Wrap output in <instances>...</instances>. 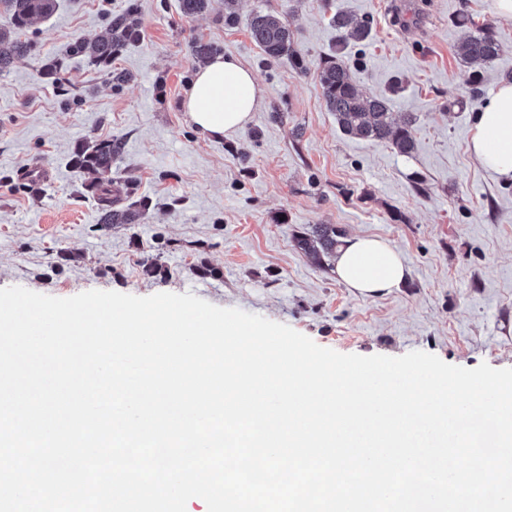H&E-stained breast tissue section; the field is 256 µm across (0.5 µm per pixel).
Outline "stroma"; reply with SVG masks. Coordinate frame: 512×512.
Instances as JSON below:
<instances>
[{"label": "stroma", "mask_w": 512, "mask_h": 512, "mask_svg": "<svg viewBox=\"0 0 512 512\" xmlns=\"http://www.w3.org/2000/svg\"><path fill=\"white\" fill-rule=\"evenodd\" d=\"M133 1L144 37L114 58L130 76L117 89L65 51ZM462 9L491 24L502 46L477 88L455 54L469 33L455 22ZM257 11L287 17L298 62L257 47L248 30ZM338 11L370 24L369 40L343 58L364 95L415 115L412 156L346 135L328 110L318 71L337 50L329 18ZM32 32L38 56L0 74V288L60 298L189 292L343 354L421 350L464 368H512V182L468 148L473 113L512 76V19L494 0H237L231 26L224 0L194 18L179 0H58ZM193 37L258 77L259 104L233 137L204 136L183 112ZM53 57L65 63L74 104L40 74ZM111 136L124 144L113 178L151 202L142 223L100 227L87 178L69 163L77 142ZM33 170L37 195L3 181ZM321 224L386 240L410 269L406 284L377 296L346 288L332 259L296 245Z\"/></svg>", "instance_id": "35a3bbf8"}]
</instances>
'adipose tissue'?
Returning <instances> with one entry per match:
<instances>
[{
	"label": "adipose tissue",
	"instance_id": "1",
	"mask_svg": "<svg viewBox=\"0 0 512 512\" xmlns=\"http://www.w3.org/2000/svg\"><path fill=\"white\" fill-rule=\"evenodd\" d=\"M259 97L254 74L236 58L219 56L198 68L182 107L201 134L219 139L246 127ZM469 149L486 171L512 180V84L499 85L474 115ZM333 267L340 282L366 295L391 292L410 275L384 239L361 235L342 241Z\"/></svg>",
	"mask_w": 512,
	"mask_h": 512
}]
</instances>
